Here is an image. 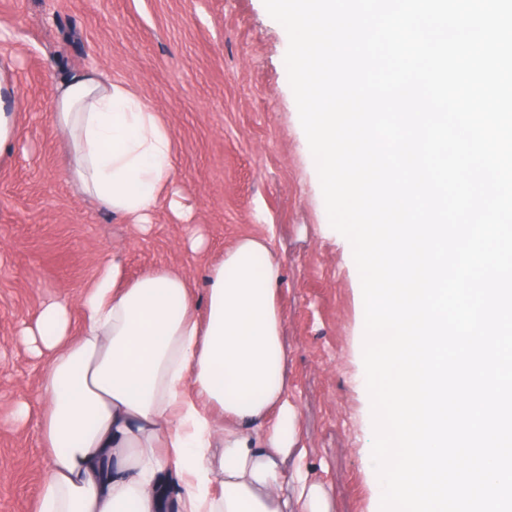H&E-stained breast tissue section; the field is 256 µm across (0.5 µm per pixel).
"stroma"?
<instances>
[{
  "label": "stroma",
  "mask_w": 512,
  "mask_h": 512,
  "mask_svg": "<svg viewBox=\"0 0 512 512\" xmlns=\"http://www.w3.org/2000/svg\"><path fill=\"white\" fill-rule=\"evenodd\" d=\"M288 43L263 0H0V59L27 103L16 147L0 160V512H36L44 477L35 410L45 359L21 329L64 300L79 330L78 298L113 260L129 278L166 265L204 290L208 265L244 236L268 239L281 265L304 464L332 487L334 512H380L361 281L328 219ZM93 69L134 88L172 128L188 220L171 221L162 197L152 224L126 223L68 177L52 91Z\"/></svg>",
  "instance_id": "obj_1"
}]
</instances>
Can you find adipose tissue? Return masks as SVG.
<instances>
[{
	"label": "adipose tissue",
	"mask_w": 512,
	"mask_h": 512,
	"mask_svg": "<svg viewBox=\"0 0 512 512\" xmlns=\"http://www.w3.org/2000/svg\"><path fill=\"white\" fill-rule=\"evenodd\" d=\"M12 88L0 62V156L23 108L4 101ZM52 101L83 193L128 223H150L174 179L171 128L94 71L59 83ZM206 281L200 297L173 269L130 280L107 263L79 299L78 335L59 302L27 329L48 352L38 512H332L328 487L303 467L267 239H238Z\"/></svg>",
	"instance_id": "adipose-tissue-1"
}]
</instances>
